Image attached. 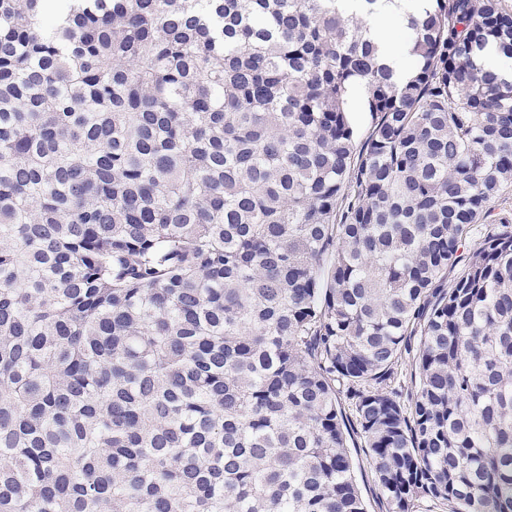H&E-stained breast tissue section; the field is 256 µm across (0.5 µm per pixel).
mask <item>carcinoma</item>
Here are the masks:
<instances>
[{"instance_id": "obj_1", "label": "carcinoma", "mask_w": 512, "mask_h": 512, "mask_svg": "<svg viewBox=\"0 0 512 512\" xmlns=\"http://www.w3.org/2000/svg\"><path fill=\"white\" fill-rule=\"evenodd\" d=\"M44 2L0 0V512H366L352 424L389 512H512L502 0L406 13L401 82L379 0ZM396 4H382L379 6L378 18H375L371 25V31L374 39L379 47V57L393 71L396 80H403L408 76L409 70L405 65V54L402 50L395 49L405 48L411 32L399 20L386 22L384 24L385 31L391 41L387 39L384 28L381 26L382 21H387L397 15ZM351 115L354 125L356 142L360 146V144L369 134L372 125V118L370 113L365 111L363 103L358 97H354L352 100Z\"/></svg>"}]
</instances>
